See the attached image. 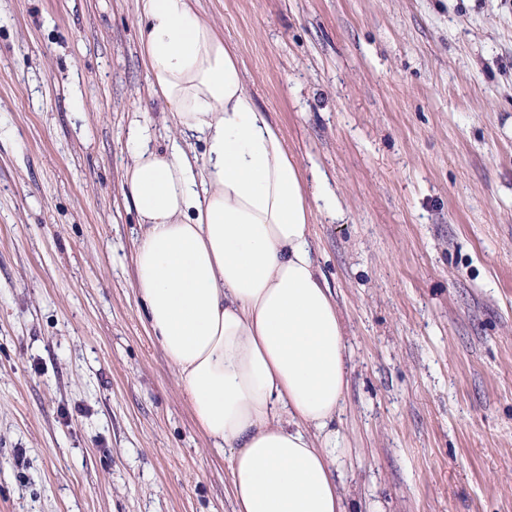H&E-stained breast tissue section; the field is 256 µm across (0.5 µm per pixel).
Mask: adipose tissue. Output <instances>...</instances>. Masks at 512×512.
<instances>
[{"mask_svg":"<svg viewBox=\"0 0 512 512\" xmlns=\"http://www.w3.org/2000/svg\"><path fill=\"white\" fill-rule=\"evenodd\" d=\"M148 91L168 144L128 132L136 288L193 418L229 454L233 512H348L334 423L344 325L314 257L326 196L257 105L195 0H139Z\"/></svg>","mask_w":512,"mask_h":512,"instance_id":"obj_1","label":"adipose tissue"}]
</instances>
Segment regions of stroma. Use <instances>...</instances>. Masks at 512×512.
Masks as SVG:
<instances>
[{
  "label": "stroma",
  "mask_w": 512,
  "mask_h": 512,
  "mask_svg": "<svg viewBox=\"0 0 512 512\" xmlns=\"http://www.w3.org/2000/svg\"><path fill=\"white\" fill-rule=\"evenodd\" d=\"M335 216L360 512H512V0H198ZM138 0H0V512H233L134 290Z\"/></svg>",
  "instance_id": "stroma-1"
}]
</instances>
